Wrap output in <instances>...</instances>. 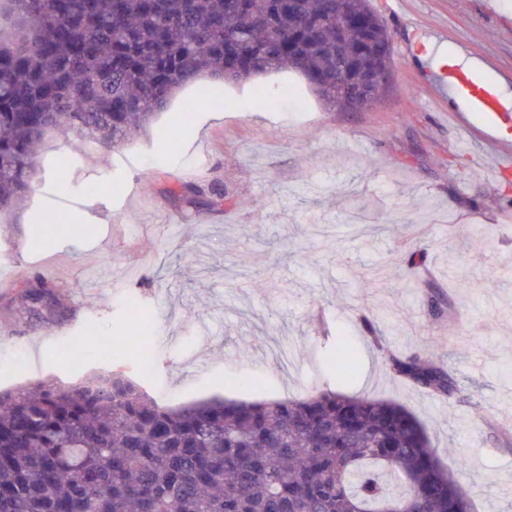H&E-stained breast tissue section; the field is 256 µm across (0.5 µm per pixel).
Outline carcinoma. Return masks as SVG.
Masks as SVG:
<instances>
[{
	"instance_id": "1",
	"label": "carcinoma",
	"mask_w": 512,
	"mask_h": 512,
	"mask_svg": "<svg viewBox=\"0 0 512 512\" xmlns=\"http://www.w3.org/2000/svg\"><path fill=\"white\" fill-rule=\"evenodd\" d=\"M369 0H0V213L34 190L54 131L118 147L183 87L294 71L332 103L389 39ZM342 62L336 63V55ZM230 207L218 187L193 185ZM25 308L61 306L38 280ZM392 374L455 401L453 371L386 351ZM336 376H354L335 358ZM0 512H473L416 416L316 390L166 405L117 374L0 392Z\"/></svg>"
}]
</instances>
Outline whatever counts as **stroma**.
I'll use <instances>...</instances> for the list:
<instances>
[{
  "mask_svg": "<svg viewBox=\"0 0 512 512\" xmlns=\"http://www.w3.org/2000/svg\"><path fill=\"white\" fill-rule=\"evenodd\" d=\"M390 34L385 95L364 112L311 92L296 73L183 88L123 146L47 137L34 191L0 216V389L122 373L161 402H265L312 389L399 401L425 426L476 512H512V185L479 182L473 134L430 98L415 41L465 44L512 73V0H371ZM306 109L292 110L290 98ZM97 185L86 194V185ZM214 184L236 200L168 195ZM81 224L72 227L71 215ZM495 230L493 241L477 225ZM426 253L423 269L405 250ZM52 286L60 307L29 312L21 293ZM447 294L429 311L432 290ZM149 361L112 358L131 315ZM382 338L369 343L362 315ZM345 345L354 380L338 382ZM416 351L455 373L450 404L394 377L382 348Z\"/></svg>",
  "mask_w": 512,
  "mask_h": 512,
  "instance_id": "obj_1",
  "label": "stroma"
}]
</instances>
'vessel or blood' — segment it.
<instances>
[{"label":"vessel or blood","mask_w":512,"mask_h":512,"mask_svg":"<svg viewBox=\"0 0 512 512\" xmlns=\"http://www.w3.org/2000/svg\"><path fill=\"white\" fill-rule=\"evenodd\" d=\"M461 46H439L416 42L409 55L424 58L427 63V86L434 100L447 101L448 110L457 116L480 117L498 150L493 176L512 173V98L504 94L500 82L493 77V64L479 59L464 67L458 62Z\"/></svg>","instance_id":"1"}]
</instances>
